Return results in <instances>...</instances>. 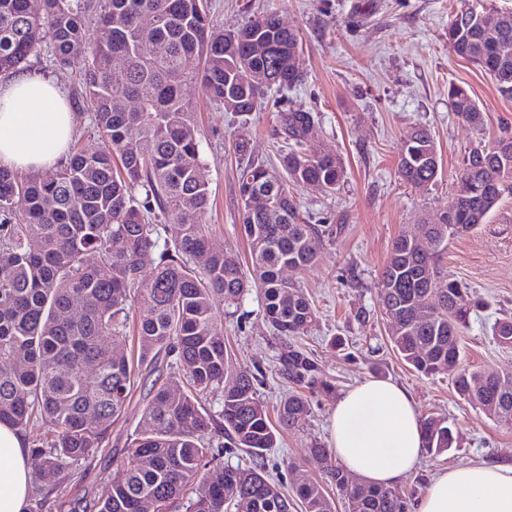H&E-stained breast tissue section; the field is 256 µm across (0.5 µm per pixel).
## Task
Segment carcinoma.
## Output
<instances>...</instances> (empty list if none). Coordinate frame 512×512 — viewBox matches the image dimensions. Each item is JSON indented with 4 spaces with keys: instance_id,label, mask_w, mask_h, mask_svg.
<instances>
[{
    "instance_id": "1",
    "label": "carcinoma",
    "mask_w": 512,
    "mask_h": 512,
    "mask_svg": "<svg viewBox=\"0 0 512 512\" xmlns=\"http://www.w3.org/2000/svg\"><path fill=\"white\" fill-rule=\"evenodd\" d=\"M88 9L89 0H0V75L44 56L57 68L85 56L78 97L91 105L101 139L98 149L73 152L51 178L0 168V424L19 430L39 461L31 512H80L79 502L67 508L52 500L54 487L106 446L144 372L155 378L141 427L96 512H142L148 498L160 512H282L287 496L264 476V466H226L224 449L263 458L277 447L279 431L305 420L304 390L332 386L301 350H288L284 371L295 389L280 399L272 422L255 375L227 372L223 307L239 304L254 287L279 336L293 340L308 332L315 310L282 269L310 268L324 231L300 221L288 184L331 194L344 168L336 155L304 147L311 113L285 114L294 141L282 158L286 178L260 165L240 173V195L271 202L262 210L243 207L246 267L212 248L200 222L210 190L201 173L196 103L182 87L195 83L224 110L253 112L266 90L302 82L299 35L275 13L226 33L214 25L208 0H98L97 22L107 36L95 41L85 25ZM494 17L490 23L489 14L462 7L448 24V46L511 96L512 11ZM257 42L268 44L271 55L254 54ZM142 44L153 53L139 54ZM117 57L125 68H115ZM192 58L199 60L194 70L187 68ZM448 99L459 120L482 129L484 114L464 86H451ZM398 172L414 186L438 177L428 128L407 136ZM511 185L512 132L506 131L465 156L448 212L425 225L428 248L406 234L392 243L379 302L406 364L424 375H452L462 399L512 420V377L459 366L457 336L482 302L441 267L448 241L484 223ZM201 255L207 262L198 267ZM131 317L137 355L116 358L112 342ZM491 334L512 346V316L496 319ZM88 364L95 372H86ZM210 397L221 400V410L206 407ZM423 428L428 451L451 449L445 419L430 417ZM309 454L324 461V481L304 472L296 477L304 512H336L326 484L352 512H408L394 488L354 479L321 444ZM197 481L206 493L192 497L188 490Z\"/></svg>"
}]
</instances>
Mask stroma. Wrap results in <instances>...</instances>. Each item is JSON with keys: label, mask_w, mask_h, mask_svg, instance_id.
Segmentation results:
<instances>
[{"label": "stroma", "mask_w": 512, "mask_h": 512, "mask_svg": "<svg viewBox=\"0 0 512 512\" xmlns=\"http://www.w3.org/2000/svg\"><path fill=\"white\" fill-rule=\"evenodd\" d=\"M217 27L232 31L264 12L279 15L301 37L303 82L294 89L268 91L249 114L224 111L202 97L197 85L183 93L197 104L202 173L209 183V205L201 217L214 248L249 262L241 223L239 176L249 164L278 166L287 147L283 116L311 112V144L338 155L345 175L327 195L290 186L301 217L310 224L342 225L323 236L315 264L288 272L311 301L317 322L295 341L330 382V394L310 395V413L299 427L284 431L270 449L265 468L285 493L295 492L288 463L310 477L322 476L320 460L308 455L313 442L329 443L330 417L340 393L367 379H389L407 388L419 417L447 418L452 449L424 454L419 467L395 486L416 501L439 470L471 462L512 463V421L491 419L461 399L451 377L423 375L394 351L378 300L380 271L393 241L421 232L448 209L463 159L470 148L488 146L512 129V97L494 80L449 48L448 23L460 0H211ZM469 88L484 116L482 130L461 123L448 101V87ZM434 137L441 166L425 186L403 184L397 163L405 138L417 126ZM245 144L237 153L236 144ZM445 271L474 289L484 309L473 314L457 339L461 367L512 373V347L491 335L496 318L512 315V192H505L484 224L450 240ZM287 340L267 322L258 291L246 294L224 316L228 371L250 369L267 407H275L290 384L283 372ZM146 388L138 386L124 416L111 429L104 451L80 464L71 482L57 485L60 501L105 495L131 434L138 427Z\"/></svg>", "instance_id": "obj_1"}]
</instances>
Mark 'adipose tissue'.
I'll list each match as a JSON object with an SVG mask.
<instances>
[{
	"label": "adipose tissue",
	"instance_id": "ef3b65f1",
	"mask_svg": "<svg viewBox=\"0 0 512 512\" xmlns=\"http://www.w3.org/2000/svg\"><path fill=\"white\" fill-rule=\"evenodd\" d=\"M74 127L67 96L51 79L19 74L0 81V168L28 173L55 167ZM331 443L345 468L370 485L389 487L416 469L425 434L407 390L368 379L338 398ZM30 489L25 442L0 424V512H25ZM416 512H512V465L472 463L440 471Z\"/></svg>",
	"mask_w": 512,
	"mask_h": 512
}]
</instances>
